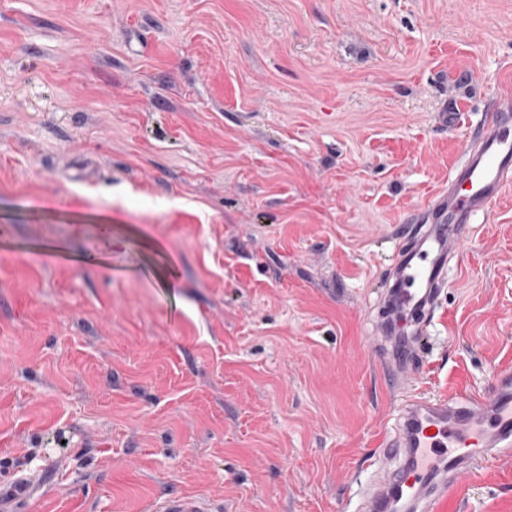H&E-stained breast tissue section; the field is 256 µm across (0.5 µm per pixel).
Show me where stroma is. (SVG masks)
Listing matches in <instances>:
<instances>
[{"instance_id": "1", "label": "stroma", "mask_w": 512, "mask_h": 512, "mask_svg": "<svg viewBox=\"0 0 512 512\" xmlns=\"http://www.w3.org/2000/svg\"><path fill=\"white\" fill-rule=\"evenodd\" d=\"M508 85L512 0H0V499L361 512L397 232ZM445 283L430 398L512 366V186ZM457 506L512 512V454ZM149 512H215L213 503L201 496L189 495L155 500Z\"/></svg>"}]
</instances>
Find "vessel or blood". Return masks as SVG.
I'll return each mask as SVG.
<instances>
[{
    "mask_svg": "<svg viewBox=\"0 0 512 512\" xmlns=\"http://www.w3.org/2000/svg\"><path fill=\"white\" fill-rule=\"evenodd\" d=\"M512 177V95L501 92L490 103V118L465 142L464 159L445 190L431 196L424 212L431 219L417 244L402 252L394 269L392 314L425 308L439 298L441 274L459 253L466 226L488 210ZM410 362L405 337L390 345L388 386L401 398L392 435L374 449L395 466L370 491L366 512H448L451 490L469 474L479 455L512 450V367L499 369L491 389L451 398L406 393L400 376ZM149 512H215L212 502L189 495L153 501Z\"/></svg>",
    "mask_w": 512,
    "mask_h": 512,
    "instance_id": "vessel-or-blood-1",
    "label": "vessel or blood"
}]
</instances>
